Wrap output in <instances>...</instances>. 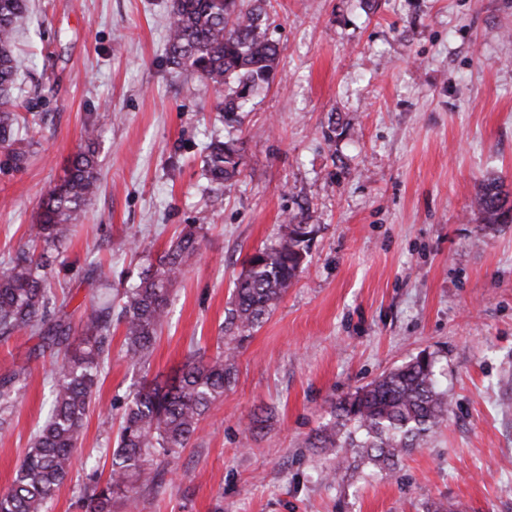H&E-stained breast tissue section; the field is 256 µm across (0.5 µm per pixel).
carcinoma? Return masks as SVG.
<instances>
[{
  "instance_id": "1",
  "label": "carcinoma",
  "mask_w": 512,
  "mask_h": 512,
  "mask_svg": "<svg viewBox=\"0 0 512 512\" xmlns=\"http://www.w3.org/2000/svg\"><path fill=\"white\" fill-rule=\"evenodd\" d=\"M265 0H172L167 37L170 63L190 71L224 95V120L239 122L243 103L269 82L278 60L277 45L263 24ZM26 0H0V149L6 165L24 167L29 148L40 134L22 110L29 106L13 96L19 61L14 52L17 21ZM84 146L75 154L62 182L42 199L28 240L9 262L0 265V340L29 331L39 348L63 355L52 374V404L20 462L12 483L0 490V512H46L56 491L68 480L85 419L112 342V330L123 327L126 357L143 366L167 316L170 287L188 258L199 250L207 217L187 224L156 267L117 297L102 270L92 268L86 280L95 287L80 317L79 336L65 304L47 289L54 271V251L67 240L72 223L99 190L97 125L84 126ZM238 142L214 141L203 157L211 183L221 188L238 173ZM503 184L490 179L477 198L485 224H506ZM315 224H287L271 244L256 250L235 283L233 307L225 318V348L212 358L192 356L181 374L164 387L143 383L129 394L112 451L108 477L93 468L83 486L88 512H112V499L135 502L134 477L155 486L162 460L173 457L200 430L210 406L224 394L235 375L234 350L269 314L302 272ZM20 374L0 375V414H7L19 391ZM448 416V392L437 380L435 359L424 352L336 402L331 419L317 437L319 447L336 449V473L368 463L394 465L421 446Z\"/></svg>"
}]
</instances>
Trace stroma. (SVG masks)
<instances>
[{"instance_id": "obj_1", "label": "stroma", "mask_w": 512, "mask_h": 512, "mask_svg": "<svg viewBox=\"0 0 512 512\" xmlns=\"http://www.w3.org/2000/svg\"><path fill=\"white\" fill-rule=\"evenodd\" d=\"M172 0H28L14 95L42 119L26 167L0 153V264L99 117L101 188L49 282L79 321L101 265L113 289L208 215L174 285L148 368L115 332L75 453L48 512H87L85 461L111 467L128 394L213 356L245 259L286 222L316 224L308 265L238 346L235 379L202 430L138 490V512H512V223L476 199L500 178L512 207V0H267L279 47L267 87L228 125L222 95L166 53ZM240 141L217 190L202 160ZM450 408L394 470L334 476L313 442L337 400L419 353ZM55 361L21 331L0 374L22 389L0 431L7 487L47 416Z\"/></svg>"}]
</instances>
